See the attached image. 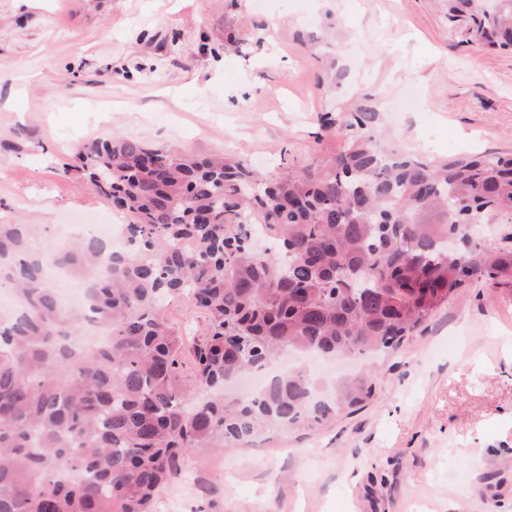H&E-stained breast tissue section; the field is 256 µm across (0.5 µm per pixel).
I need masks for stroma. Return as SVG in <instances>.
Returning <instances> with one entry per match:
<instances>
[{"label":"stroma","instance_id":"35a3bbf8","mask_svg":"<svg viewBox=\"0 0 512 512\" xmlns=\"http://www.w3.org/2000/svg\"><path fill=\"white\" fill-rule=\"evenodd\" d=\"M448 0H0V222L54 245L127 218L75 168L93 137L221 153L267 178L348 143L354 103L383 146L427 161L512 152V53ZM166 315L186 345L208 317ZM370 400L302 436L186 456L157 512H512V279L472 282L374 362Z\"/></svg>","mask_w":512,"mask_h":512}]
</instances>
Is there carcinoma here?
Listing matches in <instances>:
<instances>
[{
    "mask_svg": "<svg viewBox=\"0 0 512 512\" xmlns=\"http://www.w3.org/2000/svg\"><path fill=\"white\" fill-rule=\"evenodd\" d=\"M448 14L469 15L485 48L512 51V0H448ZM376 118L358 105L344 150L273 180L221 155L93 139L77 158L130 217L119 252L85 234L44 255L30 247L33 225L0 222V285L18 301L0 316V512H154L185 453L272 428L313 432L370 399L374 372L330 396L305 367L233 398L230 379L292 349L395 350L473 280L512 278V245L477 236L512 211V155L431 164L383 152ZM429 209L445 220L421 222ZM255 215L275 259L252 249ZM50 265L87 282L86 311L61 307ZM171 298L209 316L189 350L165 315ZM87 321L107 343L79 341ZM187 352L191 392L179 374Z\"/></svg>",
    "mask_w": 512,
    "mask_h": 512,
    "instance_id": "carcinoma-1",
    "label": "carcinoma"
}]
</instances>
